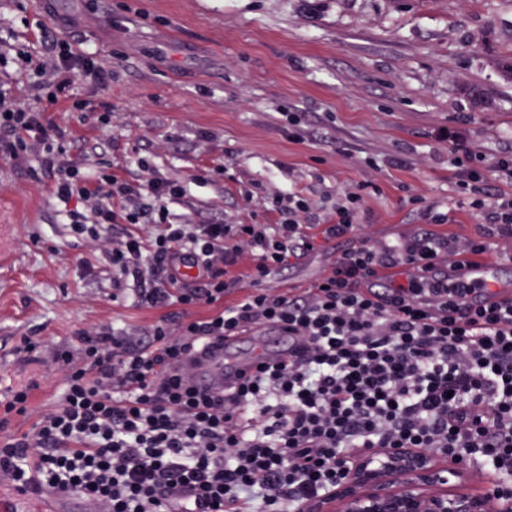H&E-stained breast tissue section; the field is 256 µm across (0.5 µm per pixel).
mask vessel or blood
<instances>
[{
	"mask_svg": "<svg viewBox=\"0 0 512 512\" xmlns=\"http://www.w3.org/2000/svg\"><path fill=\"white\" fill-rule=\"evenodd\" d=\"M439 270L449 281L478 284V291L468 295L467 301L480 305L512 295L498 274L497 263L485 257H463L440 263ZM289 338L284 334L266 335L258 331L249 336H231L223 345L209 348L188 365L194 382L205 391H226L241 376L255 372L263 363L284 357L288 353Z\"/></svg>",
	"mask_w": 512,
	"mask_h": 512,
	"instance_id": "1",
	"label": "vessel or blood"
}]
</instances>
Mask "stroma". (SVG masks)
<instances>
[{"label": "stroma", "mask_w": 512, "mask_h": 512, "mask_svg": "<svg viewBox=\"0 0 512 512\" xmlns=\"http://www.w3.org/2000/svg\"><path fill=\"white\" fill-rule=\"evenodd\" d=\"M0 36L17 50L0 72L32 107L33 61L46 43L66 42L74 80L47 117L67 129L71 154L100 156L120 177L147 159L187 182L170 210L197 224L275 223L272 183L293 186L326 221L364 183L359 236L396 243L426 227L461 244L486 218L458 190L450 150L483 156L492 188L496 156L512 150V80L499 67L512 52V0H0ZM472 85L484 94L475 108L464 94ZM292 115L307 139L289 138ZM203 171L209 182L194 183ZM426 207L449 221L427 224ZM347 246L293 261L268 288L303 291ZM164 314L138 302L132 283L113 288L107 256L68 233L48 181L0 158V410L35 386L0 439L57 405L49 350L76 355L82 331L142 334ZM27 339L41 341L40 357ZM63 507L0 480V512Z\"/></svg>", "instance_id": "1"}]
</instances>
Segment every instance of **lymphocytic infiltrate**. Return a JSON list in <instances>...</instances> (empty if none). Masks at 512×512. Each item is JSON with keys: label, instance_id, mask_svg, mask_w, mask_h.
I'll list each match as a JSON object with an SVG mask.
<instances>
[{"label": "lymphocytic infiltrate", "instance_id": "f902f5d3", "mask_svg": "<svg viewBox=\"0 0 512 512\" xmlns=\"http://www.w3.org/2000/svg\"><path fill=\"white\" fill-rule=\"evenodd\" d=\"M72 83L55 57L33 71V89L53 106ZM67 134L44 109L0 92V156L51 182L67 204V228L107 249L113 270L137 286L139 302L166 315L135 342L104 325L79 335V355L51 354L63 372L62 399L21 437L0 444V474L24 493L83 502L112 512H305L369 453L444 451L495 472L512 490V297L473 308L462 282L433 276L442 253L487 252L512 237V152L493 167L503 183L481 188V160L463 146L448 157L468 205L487 216L481 240L463 246L422 232L384 245L357 238L361 191L348 192L332 221L308 233L312 206L292 189L271 196L273 224H194L170 210L185 186L139 160L122 179L67 157ZM353 244L301 294L264 288L298 253L342 238ZM252 291L219 313L187 312L235 288L243 251ZM405 266L415 278L377 292L378 269ZM436 296V310L419 300ZM179 311L170 312L171 303ZM288 332L285 359L258 367L227 393L198 390L182 370L195 350L256 326Z\"/></svg>", "mask_w": 512, "mask_h": 512}]
</instances>
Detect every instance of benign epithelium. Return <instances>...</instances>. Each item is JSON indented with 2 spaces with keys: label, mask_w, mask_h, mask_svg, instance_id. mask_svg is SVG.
<instances>
[{
  "label": "benign epithelium",
  "mask_w": 512,
  "mask_h": 512,
  "mask_svg": "<svg viewBox=\"0 0 512 512\" xmlns=\"http://www.w3.org/2000/svg\"><path fill=\"white\" fill-rule=\"evenodd\" d=\"M451 461L442 452L392 449L381 464L350 471L309 512H512V494L496 482L483 493L448 492Z\"/></svg>",
  "instance_id": "obj_1"
}]
</instances>
